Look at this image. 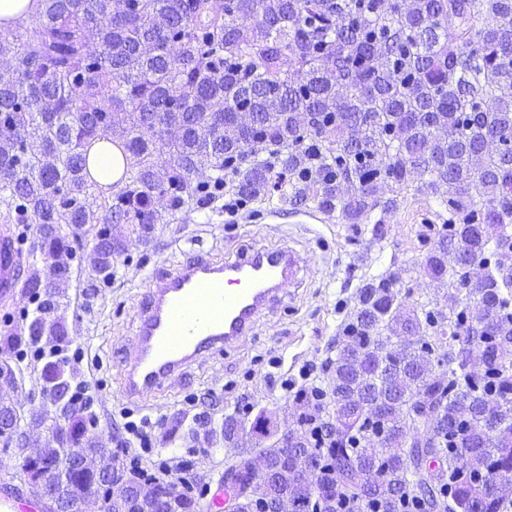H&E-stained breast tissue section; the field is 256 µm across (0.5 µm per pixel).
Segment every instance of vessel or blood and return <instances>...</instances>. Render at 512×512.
<instances>
[{
  "mask_svg": "<svg viewBox=\"0 0 512 512\" xmlns=\"http://www.w3.org/2000/svg\"><path fill=\"white\" fill-rule=\"evenodd\" d=\"M18 241L0 235V298L19 278ZM300 271L289 250H256L217 264L199 255L150 276L136 332L125 360L124 392L135 399L160 390L167 377L217 347L234 346L253 333L284 283Z\"/></svg>",
  "mask_w": 512,
  "mask_h": 512,
  "instance_id": "vessel-or-blood-1",
  "label": "vessel or blood"
}]
</instances>
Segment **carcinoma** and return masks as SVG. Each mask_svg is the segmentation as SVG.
Instances as JSON below:
<instances>
[{"instance_id": "obj_1", "label": "carcinoma", "mask_w": 512, "mask_h": 512, "mask_svg": "<svg viewBox=\"0 0 512 512\" xmlns=\"http://www.w3.org/2000/svg\"><path fill=\"white\" fill-rule=\"evenodd\" d=\"M512 0H38L22 31L0 34V205L19 224L37 225L44 268L23 288H65L73 247L61 225L112 224L152 231L154 205L177 214L207 206L208 185L230 182L246 201L264 192L271 170L288 176L290 199L368 224L408 191L456 217L424 262L433 280L462 291L460 267L477 259L500 269L512 243ZM177 41L180 52L170 54ZM251 97L256 124L243 131L234 112ZM106 140L124 159L121 177L98 182L88 160ZM99 203H86L89 192ZM93 271L112 279V254ZM482 299L458 296L448 312H402L390 283L358 290L346 342L326 362L329 402L300 393L295 435L312 448L322 416L337 436L325 446L312 494L289 512H314L312 499L336 496L341 512H512V357L496 359L495 336H512V275L485 273ZM46 298L29 335L50 344L45 382L70 380L61 357L66 327ZM496 335L478 331L481 310ZM392 329L382 336L379 329ZM429 341L432 348L422 347ZM489 370L471 372L472 360ZM447 378L446 387L439 385ZM436 396L425 422L403 406ZM375 397L390 401L371 417ZM63 423L65 441L46 446L49 468L68 448H91L84 410L35 414L30 430ZM346 476L332 491V472ZM90 479L71 473L50 491Z\"/></svg>"}]
</instances>
